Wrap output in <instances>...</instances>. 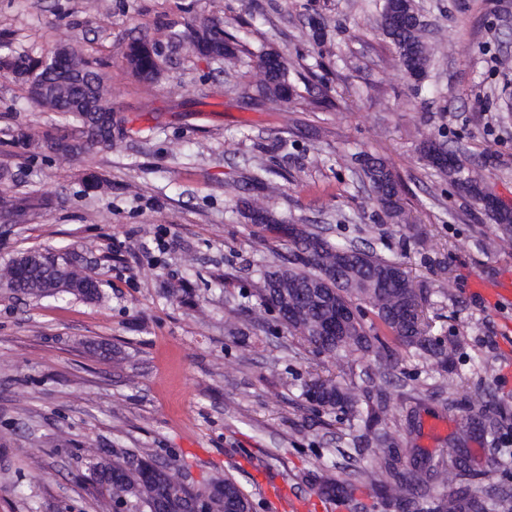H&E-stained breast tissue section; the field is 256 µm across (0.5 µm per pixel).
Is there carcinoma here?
I'll return each instance as SVG.
<instances>
[{
	"label": "carcinoma",
	"mask_w": 512,
	"mask_h": 512,
	"mask_svg": "<svg viewBox=\"0 0 512 512\" xmlns=\"http://www.w3.org/2000/svg\"><path fill=\"white\" fill-rule=\"evenodd\" d=\"M420 16L405 0H383L379 28L395 46L406 72L413 78L421 77L429 66V53L421 39ZM171 41L186 44L199 55L210 58L212 49L224 47V59L232 60L242 53L257 59L258 67L269 68L266 82L258 87L260 94L290 103L302 98L290 79L288 58L278 53L249 50L236 35L224 29V20L205 18L190 23L182 30L168 33ZM68 59L83 68L90 76L95 99L102 102L107 115L94 122L83 108L71 104L76 96L74 88L56 80L49 72L46 57L33 58L19 54L0 61L27 85L33 106L42 112H58L71 122V130L50 137L39 138L41 154L55 158L58 153L44 142L75 139L69 157L86 158L112 147L114 133L122 132V125L112 124V97L106 75L92 66L79 44L65 48ZM162 45L154 42H132L125 52V62L131 73L144 84H153L160 74ZM52 83L53 92L36 98V84ZM421 153L427 164L438 174L453 172L451 179L458 191L473 199L484 198L480 182L471 176H462L464 166L436 141L423 142ZM361 179L368 182L376 205L391 216L401 213L400 191L387 181L385 163L371 155L360 153L355 157ZM43 205L41 198L30 196L18 204L0 195V210L20 222L28 211ZM501 230L500 241L512 243V211L496 210ZM295 245L288 265L263 273L264 286L260 292V307L277 313L278 319L289 333L297 335L319 354L337 355L341 352H360L371 358L376 370L373 375L384 381L385 367L395 351L375 325L365 326L360 303L368 304L378 322L392 338V342L406 348H416L444 361L451 360L455 346L446 345L443 336L430 335L431 324L426 321L420 290L395 262L355 246L330 242L318 233L301 230L292 236ZM340 252H358L364 255L361 265L350 273L329 271L336 265ZM45 263L23 276L16 275L12 265L0 273V282L14 284L12 291L35 298L52 297L64 300L70 296L86 302L102 298L98 287L77 291L61 289L50 294L37 288L40 278L59 274L55 267L56 255H44ZM355 373L340 378L319 376L305 384V395L315 409L328 413H341L350 422L362 420L360 398L355 392ZM505 419L489 412H480L469 418L458 429L456 437L448 442V462L420 467L402 464L396 451L397 443L387 431L378 430L365 421L362 439L365 449L372 452V465L357 470L354 476L377 485L385 496L403 506L407 512L413 505L423 507L421 512H512V485L491 486L483 496L474 495L460 486L438 497L434 488H447L471 475L472 468L462 442L476 430L491 435L503 426ZM87 478L109 496L111 512H254V505L238 483L226 477L214 480L203 489L179 490L164 480L166 467L150 461L114 460L96 448L86 449Z\"/></svg>",
	"instance_id": "obj_1"
}]
</instances>
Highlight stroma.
I'll return each mask as SVG.
<instances>
[{
	"mask_svg": "<svg viewBox=\"0 0 512 512\" xmlns=\"http://www.w3.org/2000/svg\"><path fill=\"white\" fill-rule=\"evenodd\" d=\"M431 65L421 85L379 31V0H0V43L40 55L81 43L109 77L125 135L111 150L48 160L12 136L54 131L25 87L0 69V172L10 196L41 209L0 216V269L29 251L76 252L103 282L97 303L34 299L0 288V512H103L85 451L176 463L194 487L233 477L254 512H288L282 493L312 497L369 466L344 416L314 410L311 377L362 372L359 353H315L256 314L262 271L285 265L287 239L253 223L249 206L398 262L422 288L435 335L458 352L440 389L437 358L397 348L386 390L389 432L404 456L437 460L478 402L512 419V302L472 289L512 275V249L483 203L429 169L420 145L456 154L512 207V0H416ZM221 17L250 49L275 48L318 76L300 92L324 111L258 97L257 66L166 48L158 81L126 70L135 40L168 25ZM365 152L399 180L391 217L355 172ZM110 348L103 358L101 348ZM465 446L482 493L512 464V432H474ZM343 449L338 468L329 451Z\"/></svg>",
	"mask_w": 512,
	"mask_h": 512,
	"instance_id": "stroma-1",
	"label": "stroma"
}]
</instances>
